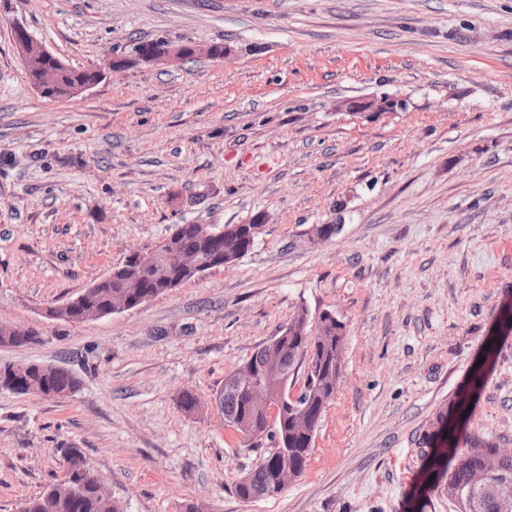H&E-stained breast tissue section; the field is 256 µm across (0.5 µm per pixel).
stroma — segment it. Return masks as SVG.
Instances as JSON below:
<instances>
[{
  "label": "stroma",
  "mask_w": 512,
  "mask_h": 512,
  "mask_svg": "<svg viewBox=\"0 0 512 512\" xmlns=\"http://www.w3.org/2000/svg\"><path fill=\"white\" fill-rule=\"evenodd\" d=\"M17 22L78 70L136 39L230 53L50 100ZM368 97L403 107L341 108ZM258 213L230 265L100 319L46 315L175 225ZM317 224L339 230L313 244ZM510 305L512 0H0V324L38 334L0 345V365L80 381L0 388V512L62 478L63 448L126 512H408L422 436L491 339L467 429L512 448ZM302 306L345 324L343 379L303 475L245 501L259 453L211 398ZM31 378L32 385L39 388L41 391L31 387L28 393L42 396H55L54 393L68 395L76 392L80 384L78 378L72 373L57 367H51L47 370H42L37 367L32 373Z\"/></svg>",
  "instance_id": "1"
}]
</instances>
